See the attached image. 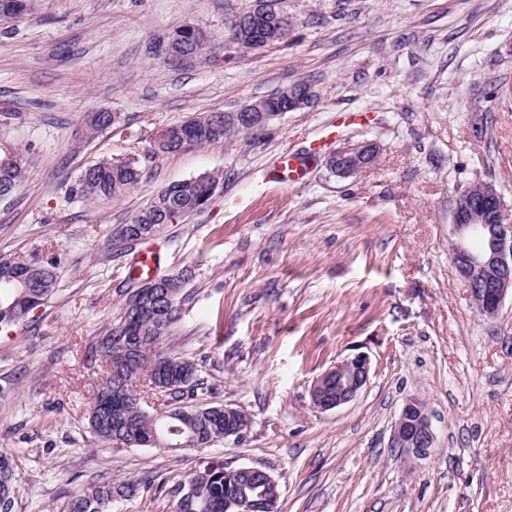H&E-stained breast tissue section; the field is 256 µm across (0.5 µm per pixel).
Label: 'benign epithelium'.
<instances>
[{"label":"benign epithelium","instance_id":"benign-epithelium-1","mask_svg":"<svg viewBox=\"0 0 512 512\" xmlns=\"http://www.w3.org/2000/svg\"><path fill=\"white\" fill-rule=\"evenodd\" d=\"M267 9L255 3L250 16L239 27L241 38L257 36L263 32ZM317 98L311 87L289 94L281 100L259 101L245 110L226 114L224 120L252 127H267L286 113L312 104ZM377 145L372 141H359L337 150L327 160V166L343 177L355 176L370 167L377 156ZM451 259L464 281L469 298L477 299L485 315H499L505 300L512 298V224L507 222L501 197L493 185L475 183L467 194L455 201L451 216ZM158 283L150 280L142 284L135 300L127 307L145 309L158 297ZM371 359L358 352L325 370L310 389L313 406L322 411L339 408L354 400L367 384ZM436 444V435L426 403L419 397L408 398L391 431L388 447L407 459L425 458ZM265 474L270 484L276 483L271 473L262 467L243 465L224 470L226 479L242 474Z\"/></svg>","mask_w":512,"mask_h":512}]
</instances>
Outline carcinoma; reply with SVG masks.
<instances>
[{"label": "carcinoma", "instance_id": "carcinoma-1", "mask_svg": "<svg viewBox=\"0 0 512 512\" xmlns=\"http://www.w3.org/2000/svg\"><path fill=\"white\" fill-rule=\"evenodd\" d=\"M35 0H0V21L32 13ZM181 131L191 147L224 143L243 133L230 124L187 120L166 125L159 131L170 137ZM10 150L0 159V195L10 196L24 178L23 169L11 158ZM87 176L78 178L72 192L84 200L114 198L139 183L141 171L135 161L103 160L87 167ZM205 184L186 180L158 192L129 222L113 228L111 250L120 255L130 251L140 234L151 237L171 215L184 216L199 211V193ZM59 256L53 252L40 257L0 256V331L9 330L27 320L26 303L42 305L58 286ZM168 292L164 316L135 318L121 306L120 313L101 331L92 351L104 357L108 381L97 385L88 414L93 435L102 443L124 448H159L168 451L209 448L224 440V405L196 402L197 364L177 353L170 337L182 318L186 301V272L159 278ZM155 386L163 399L161 407L149 409L139 401L140 379ZM11 453L0 450V512H14L17 489L12 474ZM167 487L164 479L144 484L123 479L92 485L72 496L67 512H112V503L130 500L140 491ZM279 488L271 484L245 480L240 496L252 501V508L264 509V501L275 500ZM168 494L174 497L172 512H227L224 497V465L218 463L204 475L176 482Z\"/></svg>", "mask_w": 512, "mask_h": 512}]
</instances>
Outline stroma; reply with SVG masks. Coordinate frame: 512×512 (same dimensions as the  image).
I'll list each match as a JSON object with an SVG mask.
<instances>
[{
  "instance_id": "stroma-1",
  "label": "stroma",
  "mask_w": 512,
  "mask_h": 512,
  "mask_svg": "<svg viewBox=\"0 0 512 512\" xmlns=\"http://www.w3.org/2000/svg\"><path fill=\"white\" fill-rule=\"evenodd\" d=\"M251 0H39L0 24V148L25 170L0 199V255L61 253L59 283L26 324L0 333V450L15 512H65L93 484L210 463L276 479L278 512H512V302L478 314L450 260L451 210L476 181L512 215V0H275L294 20L258 50L225 36ZM206 32L204 60L164 48ZM318 98L224 144L157 153L165 125L234 112L292 84ZM111 112L92 133L91 113ZM379 147L344 178L326 165L347 143ZM314 156L303 183L278 178L283 151ZM135 159L117 198L71 194L104 159ZM224 184L202 212L163 225L128 255L113 227L161 189L202 175ZM158 275L190 269L173 344L197 363L202 402L247 413L248 434L210 448H112L87 428L92 353L119 312L139 253ZM369 355L355 400L321 411L314 380ZM425 400L436 448L394 458L407 398Z\"/></svg>"
}]
</instances>
